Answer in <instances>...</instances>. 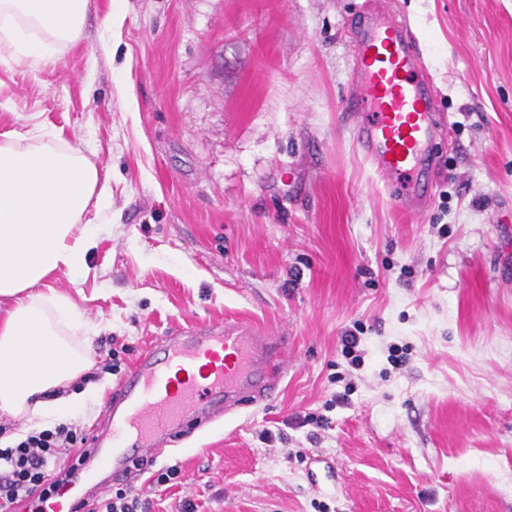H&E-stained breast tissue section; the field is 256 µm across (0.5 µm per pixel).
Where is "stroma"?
<instances>
[{"mask_svg": "<svg viewBox=\"0 0 512 512\" xmlns=\"http://www.w3.org/2000/svg\"><path fill=\"white\" fill-rule=\"evenodd\" d=\"M374 2L90 0L56 64L0 58V132L60 129L112 191L53 282L119 358L71 423L174 327L288 338L269 401L157 459L176 485L141 475L156 512H512V0H389L450 122L408 217L341 112Z\"/></svg>", "mask_w": 512, "mask_h": 512, "instance_id": "1", "label": "stroma"}]
</instances>
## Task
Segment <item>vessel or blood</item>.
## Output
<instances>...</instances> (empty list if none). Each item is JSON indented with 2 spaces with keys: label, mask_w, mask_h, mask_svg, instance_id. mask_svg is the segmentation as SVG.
I'll return each mask as SVG.
<instances>
[{
  "label": "vessel or blood",
  "mask_w": 512,
  "mask_h": 512,
  "mask_svg": "<svg viewBox=\"0 0 512 512\" xmlns=\"http://www.w3.org/2000/svg\"><path fill=\"white\" fill-rule=\"evenodd\" d=\"M357 29L344 115L378 176L399 187L398 206L420 209L437 126L431 78L405 21L380 9L364 14ZM281 342L279 334L229 320L168 331L137 356L113 389L105 424L91 439L95 468L44 501L40 512H77L82 484L96 482L103 471L136 486L134 460L153 458L188 422L209 423L269 400Z\"/></svg>",
  "instance_id": "vessel-or-blood-1"
}]
</instances>
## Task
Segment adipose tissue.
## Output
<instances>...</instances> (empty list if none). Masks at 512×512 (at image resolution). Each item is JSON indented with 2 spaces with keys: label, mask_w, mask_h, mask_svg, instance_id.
Wrapping results in <instances>:
<instances>
[{
  "label": "adipose tissue",
  "mask_w": 512,
  "mask_h": 512,
  "mask_svg": "<svg viewBox=\"0 0 512 512\" xmlns=\"http://www.w3.org/2000/svg\"><path fill=\"white\" fill-rule=\"evenodd\" d=\"M89 0H0V53L18 64L56 62L82 37ZM112 194L96 163L43 125L0 132V415L19 420L12 445L61 420L85 398L91 327L57 292V274L84 267L97 244L89 211Z\"/></svg>",
  "instance_id": "ef3b65f1"
}]
</instances>
